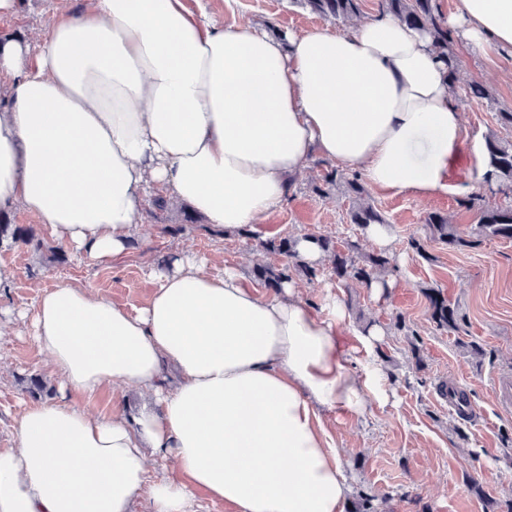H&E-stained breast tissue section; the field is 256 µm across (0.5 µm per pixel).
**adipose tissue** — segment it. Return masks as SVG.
<instances>
[{"instance_id":"adipose-tissue-1","label":"adipose tissue","mask_w":512,"mask_h":512,"mask_svg":"<svg viewBox=\"0 0 512 512\" xmlns=\"http://www.w3.org/2000/svg\"><path fill=\"white\" fill-rule=\"evenodd\" d=\"M449 30L512 53V0H456ZM426 33L378 12L338 33L282 36L185 0L60 7L37 41L0 44V212L23 209L70 248L120 257L159 188L233 233L287 198L313 157L387 193L476 190L450 169L462 112ZM139 311L61 283L17 322L61 387L156 403L129 422L64 401L28 407L0 448V512H191L196 490L236 512H345L342 455L322 410L386 398L380 365H350L342 293L262 295L236 268L176 255ZM179 373L168 384L166 368ZM173 457L180 478L158 473Z\"/></svg>"}]
</instances>
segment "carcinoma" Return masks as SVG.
<instances>
[{
  "label": "carcinoma",
  "instance_id": "cac0c4a2",
  "mask_svg": "<svg viewBox=\"0 0 512 512\" xmlns=\"http://www.w3.org/2000/svg\"><path fill=\"white\" fill-rule=\"evenodd\" d=\"M303 5L323 18L333 21H348L361 13L362 0H299ZM378 10L388 12L401 22L427 32L433 39L434 47L443 58H448L451 48L450 33L435 0H378ZM486 160L489 167L490 182L497 185V191L507 195L512 191V136L501 137L492 133L485 137ZM344 186L353 194L349 210V221L360 228L370 224H384L386 218L368 199L359 175L347 174L332 168L320 181L312 184V193L319 197L330 194L333 188ZM469 207L476 211L478 224L477 236L461 234L452 224L448 215L432 212L425 217L426 238L448 245V249L476 248L482 238L492 236L512 239V204L490 206L479 195L469 198ZM169 205L164 197L158 196L152 201L151 215L161 225V231L175 236L183 233L188 225H195L212 237H220L223 232L201 222L193 210L181 209L182 218L169 223L165 213ZM238 235L256 240L255 247L274 256L281 257L278 265L258 263L253 266L250 275L260 285L279 290L284 284L301 275L309 280L318 277L321 269L304 261L296 250L297 239L289 235L273 236L261 239L250 228L244 227ZM313 238L328 261L331 276L340 283L358 282L365 287L380 279L393 276L397 272L393 256L386 251L362 252L358 241L346 239L337 244L336 239L315 234ZM22 246L35 252L43 249L44 244L30 225L14 224L8 215L0 213V246ZM422 292L428 302V312L436 328L445 332L459 330L458 309L443 292L435 287H424Z\"/></svg>",
  "mask_w": 512,
  "mask_h": 512
}]
</instances>
